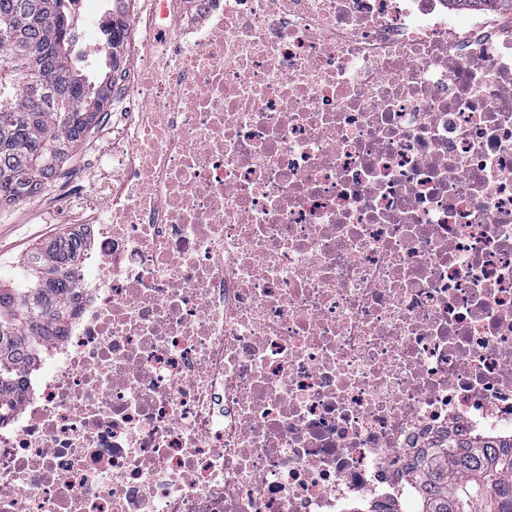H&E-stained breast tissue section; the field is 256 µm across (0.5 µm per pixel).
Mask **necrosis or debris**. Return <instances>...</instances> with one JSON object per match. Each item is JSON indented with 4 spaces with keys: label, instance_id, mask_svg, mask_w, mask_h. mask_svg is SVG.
<instances>
[{
    "label": "necrosis or debris",
    "instance_id": "1",
    "mask_svg": "<svg viewBox=\"0 0 512 512\" xmlns=\"http://www.w3.org/2000/svg\"><path fill=\"white\" fill-rule=\"evenodd\" d=\"M89 242L0 512H358L512 432V10L127 0Z\"/></svg>",
    "mask_w": 512,
    "mask_h": 512
}]
</instances>
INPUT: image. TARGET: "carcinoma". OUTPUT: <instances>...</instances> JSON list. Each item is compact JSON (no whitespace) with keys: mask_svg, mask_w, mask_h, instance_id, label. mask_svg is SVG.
I'll return each instance as SVG.
<instances>
[{"mask_svg":"<svg viewBox=\"0 0 512 512\" xmlns=\"http://www.w3.org/2000/svg\"><path fill=\"white\" fill-rule=\"evenodd\" d=\"M70 2L0 0V206L50 185L109 104L120 22L101 25L106 52L88 69ZM86 251L85 239L66 233L35 247L20 279L0 285V421L27 391L37 362L33 338L63 331ZM405 477L419 488L413 512H467L460 490L468 484L487 491L494 512H512V433L452 434Z\"/></svg>","mask_w":512,"mask_h":512,"instance_id":"obj_1","label":"carcinoma"}]
</instances>
